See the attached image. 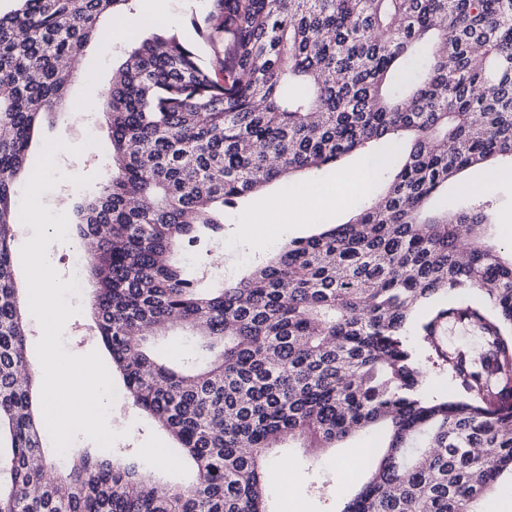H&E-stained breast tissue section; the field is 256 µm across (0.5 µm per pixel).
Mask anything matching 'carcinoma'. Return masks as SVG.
I'll use <instances>...</instances> for the list:
<instances>
[{
  "label": "carcinoma",
  "mask_w": 512,
  "mask_h": 512,
  "mask_svg": "<svg viewBox=\"0 0 512 512\" xmlns=\"http://www.w3.org/2000/svg\"><path fill=\"white\" fill-rule=\"evenodd\" d=\"M0 13V512H269L264 466L302 438L361 430L386 449L342 512H479L512 473V245L488 241L489 204L433 211L469 168L512 160V0H212L205 61L162 31L112 71V176L77 205L96 240L92 336L126 396L190 461L177 484L135 457L43 455L11 241L30 139L65 102L102 20L132 0H18ZM482 51V63L472 54ZM387 176L348 222L291 239L246 278L212 288L175 259L224 236V211L354 151ZM457 393L422 391L406 332ZM451 315L484 340L481 366L434 341ZM197 349L175 366L152 337Z\"/></svg>",
  "instance_id": "1"
}]
</instances>
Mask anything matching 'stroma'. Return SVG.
I'll list each match as a JSON object with an SVG mask.
<instances>
[{
    "label": "stroma",
    "mask_w": 512,
    "mask_h": 512,
    "mask_svg": "<svg viewBox=\"0 0 512 512\" xmlns=\"http://www.w3.org/2000/svg\"><path fill=\"white\" fill-rule=\"evenodd\" d=\"M167 4L170 17L165 23L166 29L193 45L203 58H211L209 45L199 38L193 26L194 20L204 19L209 14L210 0H167ZM108 28L112 32L111 38L102 39L99 45L90 49L91 57L98 60L97 66L83 67L74 75L69 87L70 100L85 104V112L77 116L66 108L57 110L39 130L29 154L30 160H37L45 139L68 141L83 155L84 163L81 167H72L68 158L61 155L57 158L58 167L67 173L76 171L91 176L92 182L81 189L68 183L59 184L54 190L44 193L45 206H54L58 199L74 193L92 196L110 177L109 159L98 155L89 143L90 134L103 136L107 133L106 116L99 104L110 86L113 68L124 60L130 45L150 37L157 28L149 22L128 25L119 16L109 20ZM361 164L360 155L351 153L341 159L339 166L323 170L320 178L296 176V183L302 184L317 210L309 220L290 214L283 216L282 221L288 226L287 233L283 235L267 218L265 207L272 199L288 196L285 185L274 182L249 195L237 207L225 211L223 238L215 241L208 250L186 252L188 266L204 276L219 271L225 280H237L249 275L287 240L307 238L329 226L346 222L364 207L367 199L340 186L338 174L358 169ZM484 198L489 201L494 218V239L501 244H511L512 169L502 168ZM84 285L85 293L70 301L77 313L68 320L61 336L64 349L77 355L101 348L100 343L87 334L92 322L88 293L93 290L94 283L88 278ZM111 415L112 428L120 433L113 446L115 452L141 458L146 449L170 447L171 440L166 432L130 401L113 403ZM382 451L383 439L376 433L360 434L348 446L339 448L316 450L293 446L277 449L268 486L274 512H341L343 503L331 495V487L340 483L349 490H356L367 480L372 460L379 458Z\"/></svg>",
    "instance_id": "stroma-1"
}]
</instances>
